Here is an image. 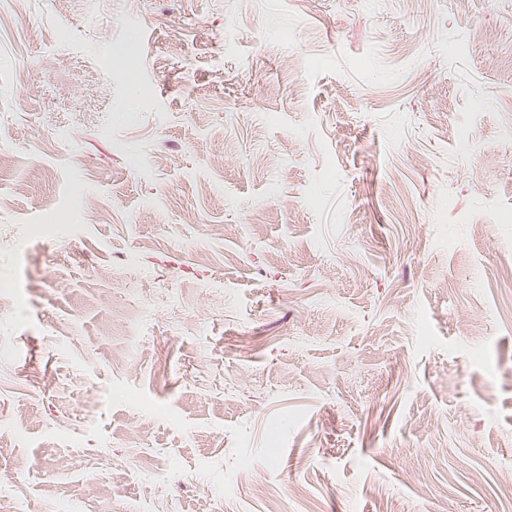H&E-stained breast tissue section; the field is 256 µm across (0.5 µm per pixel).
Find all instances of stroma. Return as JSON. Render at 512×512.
<instances>
[{
  "mask_svg": "<svg viewBox=\"0 0 512 512\" xmlns=\"http://www.w3.org/2000/svg\"><path fill=\"white\" fill-rule=\"evenodd\" d=\"M510 263L512 0H0L15 512H512Z\"/></svg>",
  "mask_w": 512,
  "mask_h": 512,
  "instance_id": "obj_1",
  "label": "stroma"
}]
</instances>
